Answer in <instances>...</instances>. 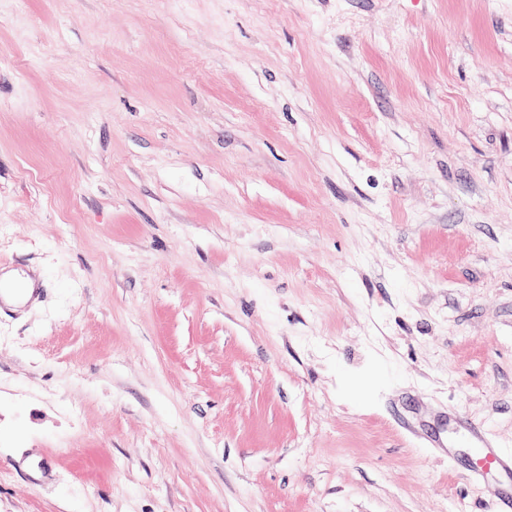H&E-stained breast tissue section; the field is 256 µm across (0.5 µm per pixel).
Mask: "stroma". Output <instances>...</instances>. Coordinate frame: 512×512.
Wrapping results in <instances>:
<instances>
[{
	"label": "stroma",
	"instance_id": "1",
	"mask_svg": "<svg viewBox=\"0 0 512 512\" xmlns=\"http://www.w3.org/2000/svg\"><path fill=\"white\" fill-rule=\"evenodd\" d=\"M0 512H512V0H0Z\"/></svg>",
	"mask_w": 512,
	"mask_h": 512
}]
</instances>
